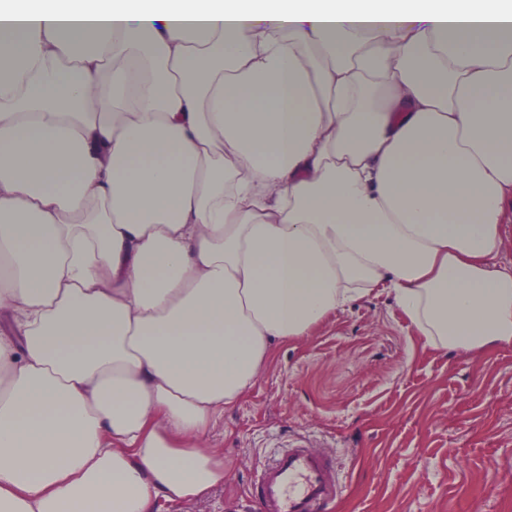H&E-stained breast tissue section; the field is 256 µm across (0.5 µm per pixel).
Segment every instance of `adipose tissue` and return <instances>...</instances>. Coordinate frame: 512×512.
<instances>
[{
  "label": "adipose tissue",
  "mask_w": 512,
  "mask_h": 512,
  "mask_svg": "<svg viewBox=\"0 0 512 512\" xmlns=\"http://www.w3.org/2000/svg\"><path fill=\"white\" fill-rule=\"evenodd\" d=\"M0 48V512L208 496L275 344L379 291L512 345V0H0Z\"/></svg>",
  "instance_id": "obj_1"
}]
</instances>
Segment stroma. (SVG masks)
Here are the masks:
<instances>
[{"label":"stroma","instance_id":"stroma-1","mask_svg":"<svg viewBox=\"0 0 512 512\" xmlns=\"http://www.w3.org/2000/svg\"><path fill=\"white\" fill-rule=\"evenodd\" d=\"M205 441L223 485L163 512H251L256 468L301 442L336 457L329 512H512V346L433 351L376 293L278 344Z\"/></svg>","mask_w":512,"mask_h":512}]
</instances>
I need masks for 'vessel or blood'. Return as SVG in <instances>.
<instances>
[{"label": "vessel or blood", "instance_id": "obj_1", "mask_svg": "<svg viewBox=\"0 0 512 512\" xmlns=\"http://www.w3.org/2000/svg\"><path fill=\"white\" fill-rule=\"evenodd\" d=\"M342 486L331 456L298 444L261 467L251 498L256 512H325Z\"/></svg>", "mask_w": 512, "mask_h": 512}]
</instances>
